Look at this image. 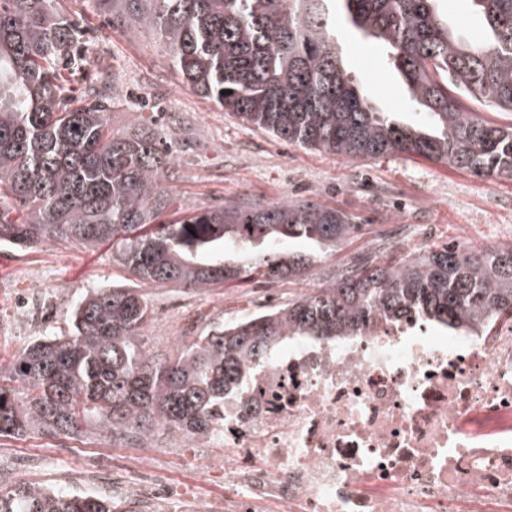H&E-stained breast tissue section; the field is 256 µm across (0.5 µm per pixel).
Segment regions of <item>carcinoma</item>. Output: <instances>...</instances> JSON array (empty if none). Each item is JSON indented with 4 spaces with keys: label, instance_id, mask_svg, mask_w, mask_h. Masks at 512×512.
<instances>
[{
    "label": "carcinoma",
    "instance_id": "1",
    "mask_svg": "<svg viewBox=\"0 0 512 512\" xmlns=\"http://www.w3.org/2000/svg\"><path fill=\"white\" fill-rule=\"evenodd\" d=\"M56 0H0V249L116 244L126 288L76 301L69 333L30 342L0 362V436L72 438L90 429L148 446L162 430L203 438L224 420V396L252 364L294 336H359L384 321L426 318L450 333L490 317L512 320V243L470 249L387 248L288 304L214 323L158 357L141 285L204 290L256 276L290 282L355 234V217L286 196L228 202L177 218L172 136L143 124L114 132L119 98L97 65L79 94L65 74L83 66L82 28ZM111 27L155 31L183 84L289 144L351 160L418 156L475 176L512 174V127L470 112L457 95L512 112V0H469L488 27L478 41L450 31L437 0H94ZM365 39L391 54L426 128L377 112L340 65L336 4ZM306 245L281 251L276 243ZM0 512H118L112 500L34 482L0 487Z\"/></svg>",
    "mask_w": 512,
    "mask_h": 512
}]
</instances>
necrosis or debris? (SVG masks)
<instances>
[{
  "mask_svg": "<svg viewBox=\"0 0 512 512\" xmlns=\"http://www.w3.org/2000/svg\"><path fill=\"white\" fill-rule=\"evenodd\" d=\"M224 446L197 512H512V323L294 338L178 448Z\"/></svg>",
  "mask_w": 512,
  "mask_h": 512,
  "instance_id": "necrosis-or-debris-1",
  "label": "necrosis or debris"
}]
</instances>
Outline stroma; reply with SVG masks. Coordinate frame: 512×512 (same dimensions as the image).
Masks as SVG:
<instances>
[{"mask_svg":"<svg viewBox=\"0 0 512 512\" xmlns=\"http://www.w3.org/2000/svg\"><path fill=\"white\" fill-rule=\"evenodd\" d=\"M60 9L84 30L87 60H108L122 84L121 101L107 118L114 130L156 118L172 136L179 179L174 206L186 214L225 203L271 202L282 196L333 206L356 217L354 237L320 270L332 275L381 241H398L405 253L422 248L429 228L438 240L473 248L512 243V177L478 178L419 157L402 155L350 160L307 150L249 127L185 87L170 66L169 51L147 30L126 35L111 28L90 0H58ZM449 29L476 39L484 22L470 0H439ZM341 59L350 78L378 111L399 113L407 123L426 116L410 102L403 77L387 63V49L354 37L344 17L336 19ZM129 274L111 245L94 250L55 244L26 251L0 250V361L10 360L30 341L70 327L75 299L83 292L127 283ZM311 280L255 278L205 290L172 284L147 285L151 317L146 336L157 355L197 326L233 320L256 309L257 289H267L268 306L283 305L311 288ZM223 448H176L168 433L150 447L112 443L98 434L75 439L30 434L0 437V485L25 480L68 492L111 497L113 484L167 473L192 497L224 490L221 471L201 468L202 458Z\"/></svg>","mask_w":512,"mask_h":512,"instance_id":"1","label":"stroma"}]
</instances>
